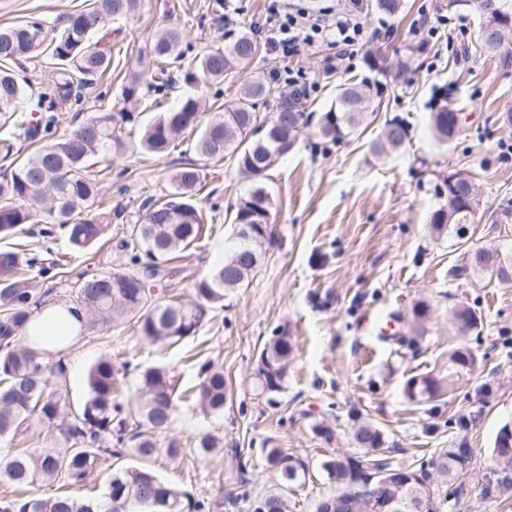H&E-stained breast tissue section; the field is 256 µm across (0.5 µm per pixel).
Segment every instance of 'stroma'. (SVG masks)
Segmentation results:
<instances>
[{"instance_id": "stroma-1", "label": "stroma", "mask_w": 512, "mask_h": 512, "mask_svg": "<svg viewBox=\"0 0 512 512\" xmlns=\"http://www.w3.org/2000/svg\"><path fill=\"white\" fill-rule=\"evenodd\" d=\"M81 2L0 0V26L30 16L50 19ZM223 3L220 12L213 0H143L137 20L107 23L112 72L97 89L84 90L71 111L60 113L58 127L77 125L97 111V91L117 96L148 39L169 26L183 30L186 51L169 67L176 88L156 95L163 108L185 94L199 96L206 105L216 99L230 104L236 82L193 85L184 75L206 50L244 33L256 37L262 51L242 76L271 87L260 112L275 111L279 98L288 95L280 79L287 70L302 69L309 87V123L266 182L274 241L255 277L230 292L222 307L209 312L199 333L179 344L144 343L130 323L85 330L62 353L66 400L81 403L88 370L103 356L143 368L165 366L183 390L196 388L206 361L222 364L232 384L223 416H205L183 398L171 433L186 443L202 433L221 435L223 456L208 461L190 452L177 459L161 454L151 462L162 479L205 502V512H253L256 498L278 480L263 455L270 446L284 449L305 470L292 484L293 512H315L318 502L336 490L325 462L339 454L357 455L349 434L364 420L382 431V452L396 465H418L438 448H473L472 479L452 512H512V489L505 487L493 454L502 428H512V288L487 275L452 274L466 247L490 240L512 246V224L501 231L486 214H478L462 245L453 237H435L429 226L443 202L434 187L448 173L470 176L484 205L494 208L512 198V154L501 150L512 144V126L501 120L512 110V66L488 54L455 55L444 37L419 46L413 29L422 15L438 17L440 0H403L392 17L365 8L362 19L376 33L373 47L406 68L400 79L370 68L362 57L346 74H326L324 60L336 52L327 41L282 58L258 30L265 0ZM228 12L234 24H225ZM347 80L369 88L370 109L361 133L328 142L318 134L319 119L334 103L337 85ZM443 96L462 118L460 135L448 145L438 144L429 130L430 114ZM395 117L408 124L409 142L398 152L373 155L371 143ZM197 159L188 134L162 158L140 151L117 155L101 193L125 207L128 221L111 225L106 244L91 255L72 249L64 235L56 236L51 248L62 260L64 275L56 282L54 299L71 300L85 271L121 268L125 255L119 242L128 236L131 221L145 203L169 195L172 174ZM203 185L197 205L206 224L197 257L173 261L170 276L175 293L186 300L197 278L231 248L230 209L253 181L228 155L204 166ZM419 301L428 303L429 313L417 332L412 309ZM460 304L475 310L478 334H459L451 313ZM387 317L397 319L400 338L372 331L371 321ZM283 328L295 339V359L282 391L269 400L254 392L252 372L264 341ZM459 347L478 357L472 374L460 377L444 397L409 400L407 381L427 373L447 375L448 357ZM321 426L333 429L332 439L318 434Z\"/></svg>"}]
</instances>
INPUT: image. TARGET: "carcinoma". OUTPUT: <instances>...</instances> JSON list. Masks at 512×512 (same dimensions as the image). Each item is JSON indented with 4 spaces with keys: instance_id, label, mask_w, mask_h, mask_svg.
<instances>
[{
    "instance_id": "obj_1",
    "label": "carcinoma",
    "mask_w": 512,
    "mask_h": 512,
    "mask_svg": "<svg viewBox=\"0 0 512 512\" xmlns=\"http://www.w3.org/2000/svg\"><path fill=\"white\" fill-rule=\"evenodd\" d=\"M490 5L482 22L492 30L499 45L478 40L480 49L495 53L500 61L512 63V27H499V18H512V0H448L445 8L460 10L471 5ZM142 0H83L80 7L51 21L29 17L0 28V124L11 126L0 138V160L6 163L0 175V240L21 234L27 224H41L40 236L51 238L56 228L66 230L73 249L82 251L98 244L113 223L124 220L121 206L105 204L100 184L112 173L113 157L132 147L163 156L180 136L197 132L195 149L203 160H219L228 153L238 167L252 178L254 186L247 197L232 209L239 244L224 262L213 267L194 285V298L188 302L172 297L164 300L153 292L164 287L166 264L178 251L191 250L202 235L204 217L195 204L202 190V170L197 163L180 168L173 176L174 192L165 201L148 204L120 241L126 251V267L94 273L75 289L72 303L84 310L86 322L114 324L135 321L137 333L150 343L177 344L195 335L207 312L221 304L228 292L248 282L260 267L270 242L272 198L265 180L273 164L287 155L303 133L308 116L305 103L290 97L275 112L263 115L258 101L271 95L261 82L241 84L236 101L202 120L200 101L185 97L179 106L161 112L148 123L135 141L125 134L137 130L138 107L149 104L155 84L145 80V65H156L155 73H167V66L182 57L183 31L170 27L150 39L143 60L123 82L120 96L75 128L57 133V114L68 111L78 92L95 78L112 69V55L101 41H92L94 32L109 20L137 17ZM258 52L257 42L248 34L226 47H217L199 57L196 71L185 74L188 83L202 75L211 81L236 77ZM45 57L53 65L51 84L32 98L15 77L12 65ZM370 107L367 91L357 83L336 88L334 108L324 113L319 134L332 142L350 137L364 121ZM18 112H35L34 120L17 118ZM265 128L263 137L255 131ZM430 129L440 145L455 138L459 131L456 112L440 103L430 115ZM409 139V127L396 118L387 122L382 139L371 144L380 154L400 149ZM40 141L42 145L26 159L16 158L18 142ZM474 183L460 173H450L436 185L444 198L430 216V229L440 238L464 235L473 223L480 198L472 193ZM456 276L488 274L498 282L512 285V250L500 245L468 248ZM60 259L51 252L21 253L14 248L0 249V439L22 441L28 436L31 418L56 426L66 448H6L0 450V483L15 488L35 484L52 485L65 481L82 486L104 470L110 459L127 458L108 476L101 497L86 499L67 493L28 499L1 498L0 512H203L205 504L191 499L180 489L163 481L148 461L164 452L178 458L185 451L179 438L159 447L154 436L170 430L173 424L177 389L163 366H150L139 373L136 394L123 397L128 362L110 357L98 359L89 369L88 392L76 410L62 398L66 368L58 361L47 367L46 358L56 346L72 342L75 331L60 327L52 342L18 345L32 310L48 303L53 289L34 287L30 271L42 282H52L60 274ZM453 319L461 333L477 329L475 311L459 305ZM295 342L288 330L273 335L262 346L253 373L257 394L273 400L283 389ZM448 377L429 374L407 382L409 399L432 400L445 395L455 376L475 367L469 349L457 348L448 359ZM195 392L198 409L205 415L224 413L227 382L224 366L207 362ZM351 441L365 450L362 457L342 455L325 463L329 478L344 497L322 498L316 512H376L374 496L382 492L379 479L365 493L360 483L381 473L395 481L393 493L410 506L407 512H443L445 503L465 485L473 460L471 448H440L416 468L393 466L377 458L383 445L381 431L371 423L358 425ZM192 451L202 458L224 452V439L205 434ZM269 467L277 470L283 484L262 496L254 512H289L288 483L296 480L297 466L280 448L264 449Z\"/></svg>"
}]
</instances>
